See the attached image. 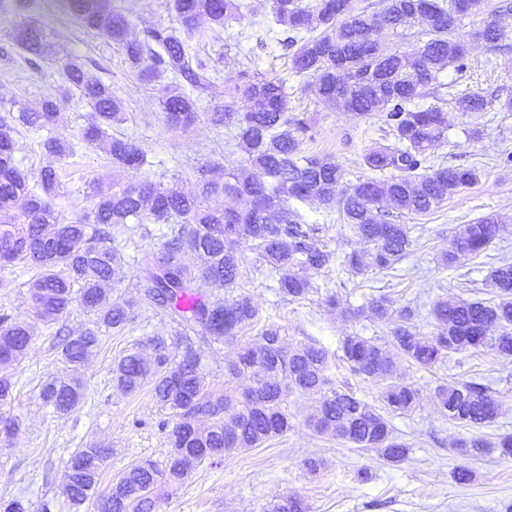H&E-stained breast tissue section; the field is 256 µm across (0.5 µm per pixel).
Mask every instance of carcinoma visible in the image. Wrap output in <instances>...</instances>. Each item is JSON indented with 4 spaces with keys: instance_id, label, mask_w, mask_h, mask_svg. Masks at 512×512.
<instances>
[{
    "instance_id": "1",
    "label": "carcinoma",
    "mask_w": 512,
    "mask_h": 512,
    "mask_svg": "<svg viewBox=\"0 0 512 512\" xmlns=\"http://www.w3.org/2000/svg\"><path fill=\"white\" fill-rule=\"evenodd\" d=\"M456 0H385L381 21L361 11L352 13L350 0H272V15L281 30L268 29L282 47L288 72L313 77L315 92L330 107L362 117L375 115L395 144L374 149L364 165L374 175L359 178L336 198L344 177L330 155L302 154L312 127L307 119L288 114V87L283 78H268L246 69L236 90L249 109L236 112L229 105L210 119L229 129L244 154V168L212 178V168H196V191L175 192L150 181L114 184L108 190L90 185L91 208L71 220L60 217L53 200L62 193L57 165L76 153L74 143L50 134L41 142L49 164L25 170L14 158L12 133L20 126L50 130L61 112V100L45 96L38 108H22L0 115V270L23 265L35 272L29 283L33 313L47 323L66 319L78 303L95 316L94 325L59 343L63 360L85 363L99 348L104 331L121 332L135 318L134 309L163 313L177 326L175 335L151 336V359L129 352L113 366V383L127 394L148 382L156 402L177 418L168 433L169 455L163 464L146 459L132 464L112 482L100 500V512H152L156 485H177L190 470L214 463L232 451L259 448L285 434L289 428L284 396L290 393L320 396L313 430L327 439L354 448L375 450L390 463L408 458L409 446L393 436L388 416L413 410L419 389L400 380L395 358L411 366L429 368L451 354L489 350L512 356V264L491 270L488 280L495 298L436 301L431 309L432 330L423 335L412 324L415 310L393 309L381 295L356 314L387 322L398 315L400 324L390 335L375 338L346 336L339 358L364 380L383 384L381 405L359 398L347 382H333L332 356L315 342L288 347L281 330L259 325L258 309L245 294L205 299L194 290L203 278L220 291L233 288L242 276L245 244L271 271L296 272L278 280L284 301H296L319 291L313 275L332 260L317 237L319 228L304 222L290 201L317 200L337 207L351 232L371 245L369 261L356 253L345 265L355 273L369 267L395 268L411 254L410 228L378 210L389 201L402 214L428 216L449 197L477 181L474 168L427 165V151L448 130L447 113L436 92H428L435 74L449 66L462 72L470 53L468 42L454 35ZM63 8L84 30L107 36L123 51L131 68L144 78L171 77V87L161 109L172 128H188L200 117L194 90L220 80V71L202 57L189 54L188 38L202 21L223 28L231 21L256 15L248 0H170L172 23L146 29L139 39L129 36L130 17L118 12L112 0H65ZM420 46L407 54L383 46L380 28L407 33L415 24ZM484 41L490 45L507 39L494 20L484 21ZM9 38L26 63L39 65L50 54L49 34L29 21L10 22ZM63 80L79 101L93 109L92 121L81 133L87 145H108L112 164L128 172L151 165L147 153L133 139L111 134L124 121V107L112 86L87 75L79 63H68ZM431 96L428 106L419 100ZM459 112H483L489 100L470 91L453 101ZM245 198L242 209L216 210L209 199L217 193ZM146 224H161L163 250L132 261L145 267L135 285V295L107 298L106 285L124 256L114 245L115 234H134ZM500 232L492 214L463 224L443 255L446 264L462 257H479ZM257 329L241 342L246 329ZM222 337L237 343L235 362L228 372L250 375L254 386L235 395L226 390L209 392L200 375V360L192 349L193 335ZM32 340L28 323L7 311L0 313V364L20 361ZM184 347L182 354L173 348ZM10 377L0 375V442H8L20 427L7 410L12 402ZM441 415L467 431L456 442L460 455L486 453L481 429L493 423L500 404L490 388L477 381L434 390ZM40 398L57 412L75 411L83 399L82 382L66 373L47 377ZM103 450L80 448L66 462L63 494L72 512H82L94 499ZM268 512H310L299 495H283L270 503Z\"/></svg>"
}]
</instances>
